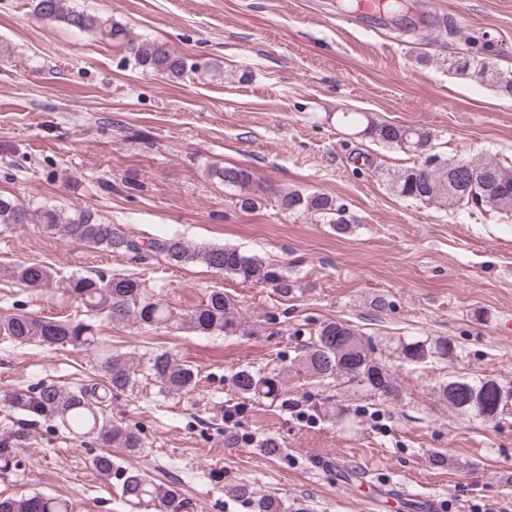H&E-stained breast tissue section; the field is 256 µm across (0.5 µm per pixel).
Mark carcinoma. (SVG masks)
<instances>
[{
    "instance_id": "obj_1",
    "label": "carcinoma",
    "mask_w": 512,
    "mask_h": 512,
    "mask_svg": "<svg viewBox=\"0 0 512 512\" xmlns=\"http://www.w3.org/2000/svg\"><path fill=\"white\" fill-rule=\"evenodd\" d=\"M33 13L43 22H62L82 32L97 33L126 44L135 65L153 73L179 79L186 72L184 60L157 42H136L127 30L84 10L66 5L65 0H34ZM448 71L460 78H475L481 83L512 96V72H504L494 64L463 54L448 61ZM341 123L357 130V135L385 146L407 150L417 142L430 144L431 135L420 127L397 125L376 119L367 112H344ZM483 174L482 180L471 182L463 170ZM211 177L229 188L242 190L238 204L251 210L258 204L262 191L254 184L251 171L238 166L212 165ZM390 190L400 198L437 204L448 208L469 205L487 207L503 218L512 219V166L494 159H445L431 154L417 164L383 174ZM278 207L286 212L317 217L332 226L338 234H347L350 223L346 210L336 199L319 192H281ZM42 224L48 230L66 226L72 236L85 244L113 253H131L137 257L144 250L164 254L181 264L201 263L224 273L242 284H266L282 297L291 294L293 284L283 267L258 254H246L233 246L192 247L177 238L155 239L142 246L120 234L112 225L101 222L89 211L65 221L60 213L43 207L26 208L20 202L0 195V224ZM10 277L33 290L50 288L52 271L39 263L21 262L10 267ZM66 293L78 299L88 314L103 315L111 321L132 322L145 327L187 329L199 336L222 333L226 336L252 335L246 331L235 300L220 288L213 289L190 314H178L167 305L146 295L135 277L107 278L77 275L58 283ZM0 332L19 344L98 349L99 367L107 379L108 390H132L137 383L138 365L125 353L98 344L82 322L53 321L13 314L0 320ZM395 354L403 362L417 367L458 357V347L445 337L407 336L398 339ZM290 368L319 385L342 381L356 390L386 400L400 397V386L390 367L375 355L370 341L364 340L356 326L346 320L322 323L302 346ZM148 375L166 394L179 395L191 391L198 383V373L181 363L169 351L157 352L148 360ZM284 370L277 367L241 368L232 376L235 392L243 399L278 401L285 391ZM440 399L458 414L472 419L492 421L504 413L512 402V385L487 376L456 377L438 386ZM106 394L99 387L70 390L54 384L37 389L17 388L5 395V403L32 418L54 422L76 438L98 435L104 443L136 455L143 448L140 433L112 423L104 410ZM25 433L16 430L0 437V472L10 470L18 445ZM104 478L120 480L121 497L142 512H183L184 498L179 489L156 483L137 469L115 466L112 454L105 452L94 461ZM236 495L250 505L252 512H288L281 499L266 495L254 497L252 489L242 484ZM0 512H71L64 498L41 493L20 498L0 496Z\"/></svg>"
}]
</instances>
